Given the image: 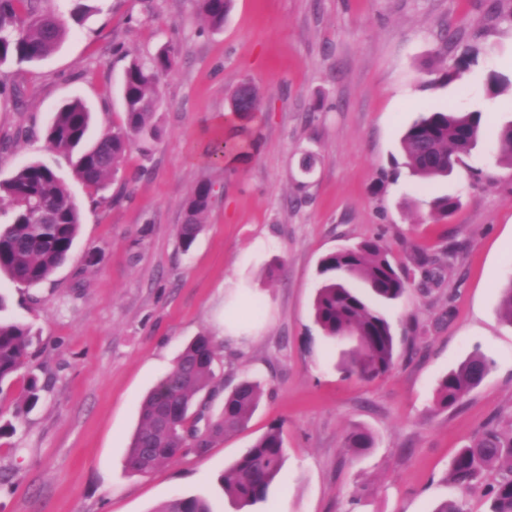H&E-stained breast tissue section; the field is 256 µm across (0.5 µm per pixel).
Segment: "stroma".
Returning <instances> with one entry per match:
<instances>
[{"mask_svg": "<svg viewBox=\"0 0 512 512\" xmlns=\"http://www.w3.org/2000/svg\"><path fill=\"white\" fill-rule=\"evenodd\" d=\"M40 0L67 28L44 60L0 66V180L44 160L81 212L68 260L46 282L10 281L8 315L34 334L27 373L0 392V512H153L177 496L214 512H432L466 499L488 512L484 489L447 479L458 450L494 419L512 417V325L500 312L512 279V168L496 137L512 122V92L492 95L488 72L512 79V0H232L221 30L194 0ZM457 38L445 42L446 29ZM176 63L159 86V136L136 144L100 191L76 176L74 156L51 150L46 127L69 100L93 113L90 137L124 121L131 60L165 44ZM476 60L446 82L448 68ZM260 92L242 120L229 103ZM482 110L484 136L453 173L425 182L404 165L403 131L422 113ZM245 137L217 157V138ZM316 165L303 173L300 162ZM208 182L215 196L190 250L182 204ZM453 195L451 217L432 201ZM378 238L412 284L385 312L398 361L363 381L339 370L342 347L314 321L323 256ZM449 258L426 287L415 246ZM215 345L209 416L240 379L270 381L247 425L145 473L124 461L146 392L195 336ZM493 363L458 405L441 408L439 380L472 352ZM42 386L28 404V375ZM286 459L264 502L240 506L218 477L271 425ZM354 428L373 446H345Z\"/></svg>", "mask_w": 512, "mask_h": 512, "instance_id": "stroma-1", "label": "stroma"}]
</instances>
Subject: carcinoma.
<instances>
[{"instance_id": "1", "label": "carcinoma", "mask_w": 512, "mask_h": 512, "mask_svg": "<svg viewBox=\"0 0 512 512\" xmlns=\"http://www.w3.org/2000/svg\"><path fill=\"white\" fill-rule=\"evenodd\" d=\"M37 0H0V64L8 60L34 63L51 54L64 40L66 28L54 16L37 9ZM202 20L212 29L224 27L231 0H196ZM175 64L172 48L164 47L148 62L132 61L124 71L122 101L124 124L85 145L92 116L88 106L74 99L54 113L46 131L51 148L77 152L75 174L92 190L103 188L116 176L129 149L138 140L155 138L153 122L159 110L161 78ZM482 111L428 112L405 131L400 146L404 166L422 180L451 173L482 137ZM498 162L512 167V124L498 134ZM7 198L14 216L0 228V272L26 287L47 281L70 256L81 215L66 184L54 168L41 160L28 162L0 181V199ZM211 204V186L198 185L183 202L184 224L179 238L188 250L202 230V216ZM459 207L454 196L439 197L432 210L446 218ZM323 280L314 299V319L331 342H350L341 364L348 376L375 379L394 366L397 340L386 314L352 283L359 282L384 302L402 297L409 276L390 259L378 239L362 241L326 255L320 262ZM32 344L31 329L0 317V391L25 366ZM215 343L201 334L189 341L175 365L144 397L139 424L125 458L130 473H145L167 466L193 453L206 455L213 440L244 427L264 395L259 378H244L224 394L220 414L203 430L197 427L201 412L197 400L212 390ZM493 362L479 352L461 361L442 378L437 395L443 408L459 404L479 387ZM347 446L365 451L373 446L371 435L353 429ZM285 462L282 427L271 426L246 448L220 476L224 494L242 506L264 501ZM493 471L496 482L489 489L490 512H512V418L507 425L493 420L459 450L448 469V481L470 488ZM152 512H214L210 502L197 496L172 498Z\"/></svg>"}]
</instances>
